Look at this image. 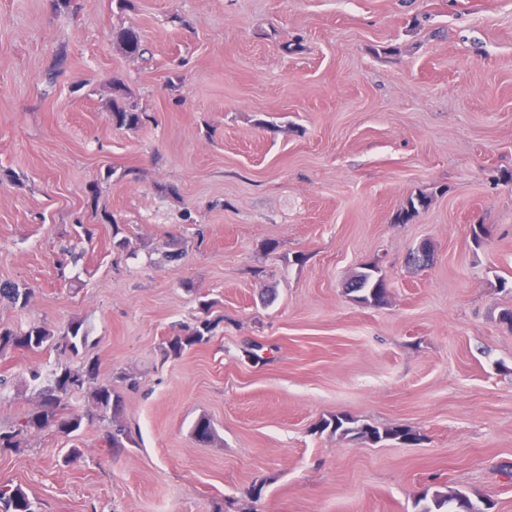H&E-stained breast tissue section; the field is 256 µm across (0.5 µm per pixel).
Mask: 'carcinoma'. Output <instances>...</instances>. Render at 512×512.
<instances>
[{
	"instance_id": "carcinoma-1",
	"label": "carcinoma",
	"mask_w": 512,
	"mask_h": 512,
	"mask_svg": "<svg viewBox=\"0 0 512 512\" xmlns=\"http://www.w3.org/2000/svg\"><path fill=\"white\" fill-rule=\"evenodd\" d=\"M115 42L130 56L141 59L150 53L148 46L139 30L127 27L113 33ZM110 112L112 122L118 128L135 129L145 122L146 113L142 112L137 102L133 101L122 90H115L112 97ZM432 203V196L419 193L406 199L396 219L400 224L410 223L421 211ZM97 225L80 224L76 231L77 243L63 249L68 259L57 263L58 277L67 280L71 268L77 265L81 253L78 245L92 243ZM434 250L430 241L422 243L417 257L408 259L415 267H426L433 261ZM350 299L369 306L378 307L387 301L388 287L381 269L370 264L357 272L347 288ZM31 297V289L22 288L17 283L5 281L0 283V299L24 308ZM220 326V321L209 318H198L184 329V333L169 340L164 349L165 356H179L186 349L208 343ZM88 342L82 323L71 321L59 331H54L42 323H30L26 326H0V354L8 351H25L38 353L55 350L60 354H79ZM89 394L97 410L100 420L112 423V429L103 437L107 451L119 452L125 443L132 441L130 431L121 424L120 396L112 388V384L98 379V368L93 362L83 363L77 367H67L59 373H53L47 383L39 390L38 405L11 425L0 426V453L22 447L24 437L33 431H55L66 437L75 435L83 426L86 415L75 410L72 400L82 394ZM332 432L352 440H364L378 444L387 440L405 443L417 442L420 434L408 427H387L380 429L370 424H360L349 415H336L319 423V429ZM192 435L199 443L208 444L213 441L215 432L207 418L199 419ZM417 512H486L488 503L478 505L468 493L461 490L443 492L435 490L424 493L415 503ZM0 512H39L36 502L20 485L0 484Z\"/></svg>"
}]
</instances>
